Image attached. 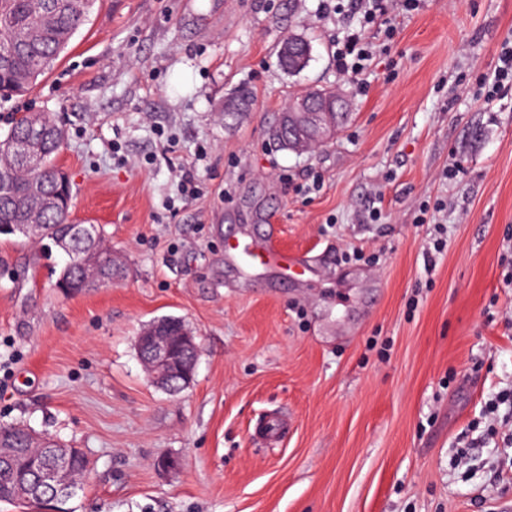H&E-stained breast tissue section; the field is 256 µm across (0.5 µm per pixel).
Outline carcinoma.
Here are the masks:
<instances>
[{
  "instance_id": "obj_1",
  "label": "carcinoma",
  "mask_w": 512,
  "mask_h": 512,
  "mask_svg": "<svg viewBox=\"0 0 512 512\" xmlns=\"http://www.w3.org/2000/svg\"><path fill=\"white\" fill-rule=\"evenodd\" d=\"M94 0H0V45L22 40L19 48L0 52V101L28 92L38 76L56 61L70 40L84 23ZM43 130L45 140L39 142L29 168L18 162L11 152L14 139L25 136L29 130ZM65 132L47 113L33 120H19L0 140V232H20L27 224L41 225L37 236L59 243L61 234L70 224L69 204L63 197L71 195V187L63 184V171L55 163V156L64 144ZM57 286L66 294H79L97 287L80 268V261L70 258L60 271ZM0 444L22 449V459L34 458L38 467L21 470L16 464L7 473L0 468V489L22 480L25 486L37 489L40 497L26 499L18 489L0 497L5 502L23 503L36 507L49 500H65V495H54L48 489L37 487L40 469L51 461L49 450L35 440L26 426H0ZM50 446L64 448L66 444L53 440ZM68 448V447H66ZM69 465L74 483L70 496L82 487L88 468V457L80 448H68Z\"/></svg>"
}]
</instances>
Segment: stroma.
<instances>
[{
  "instance_id": "35a3bbf8",
  "label": "stroma",
  "mask_w": 512,
  "mask_h": 512,
  "mask_svg": "<svg viewBox=\"0 0 512 512\" xmlns=\"http://www.w3.org/2000/svg\"><path fill=\"white\" fill-rule=\"evenodd\" d=\"M318 4L97 0L54 68L0 104V139L30 111L64 125L70 218L99 225L122 269L69 296L60 247L0 234V424L90 460L82 491L38 512L512 502V404L491 405L512 391V89L489 101L478 85L512 39V0L388 13L397 35L363 95L336 70L338 22ZM295 34L312 59L291 74L277 54ZM311 86L347 96L351 117L314 150L282 149L270 129ZM240 87L253 106L225 111ZM183 171L195 198L177 191ZM316 175L320 192H295ZM439 200L435 224L419 223L420 204ZM269 222L280 248L305 256L304 274L238 279L225 238ZM165 316L199 343L176 395L136 350ZM273 415L290 428L268 448L256 429Z\"/></svg>"
}]
</instances>
